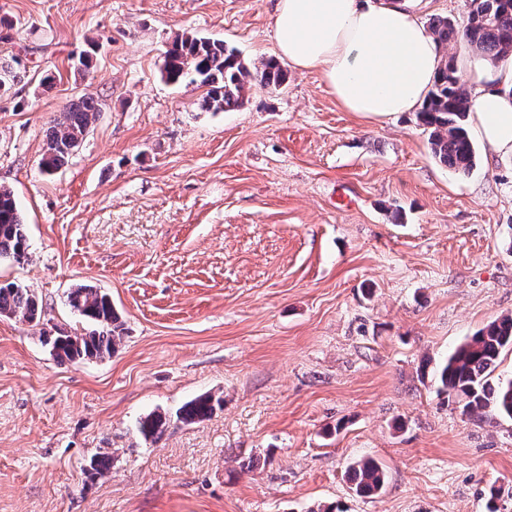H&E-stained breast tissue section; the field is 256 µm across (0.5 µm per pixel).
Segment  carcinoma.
Returning <instances> with one entry per match:
<instances>
[{"mask_svg":"<svg viewBox=\"0 0 512 512\" xmlns=\"http://www.w3.org/2000/svg\"><path fill=\"white\" fill-rule=\"evenodd\" d=\"M429 30L438 45L464 42L483 54L492 64L512 57V0H470L466 20L435 18ZM25 70L20 63H0V86L9 91ZM162 77L179 84L185 79L206 87L205 103L215 112L242 107L252 82L277 89L285 84L287 72L279 61L270 58L251 69L224 41L183 34L177 36L165 52ZM100 108L90 98L67 104L59 113L47 136L41 160L42 172L52 175L68 163ZM469 103L462 75L454 56L445 58L444 68L421 112L419 120L429 129L434 158L443 166L468 173L476 163V151L466 120ZM29 244L24 218L13 191L0 185V260L21 263L28 259ZM70 306L93 325L83 333L46 336L55 357L62 361L101 359L112 355L122 341L119 317L109 296L99 289L79 285L68 294ZM42 307L27 288L15 283L0 285V316L22 323L40 319ZM512 349V315L487 324L455 348L435 368L437 392L448 395L461 413L483 420L488 417L512 420V378L494 379L493 373L505 349ZM215 409L210 395L199 396L182 406L177 418L191 424L208 418ZM168 419L162 413L148 415L140 422L139 432L153 438L163 432ZM353 490L361 496H375L385 488L387 474L371 459L354 461L348 470Z\"/></svg>","mask_w":512,"mask_h":512,"instance_id":"cac0c4a2","label":"carcinoma"}]
</instances>
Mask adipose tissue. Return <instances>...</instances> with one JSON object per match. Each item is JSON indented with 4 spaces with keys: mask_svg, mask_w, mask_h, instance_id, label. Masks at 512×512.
<instances>
[{
    "mask_svg": "<svg viewBox=\"0 0 512 512\" xmlns=\"http://www.w3.org/2000/svg\"><path fill=\"white\" fill-rule=\"evenodd\" d=\"M273 38L289 66L322 75L339 105L370 122L422 107L442 55L429 30L398 0H277ZM474 134L512 157V62L459 59Z\"/></svg>",
    "mask_w": 512,
    "mask_h": 512,
    "instance_id": "adipose-tissue-1",
    "label": "adipose tissue"
}]
</instances>
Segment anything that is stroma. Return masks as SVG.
<instances>
[{
	"mask_svg": "<svg viewBox=\"0 0 512 512\" xmlns=\"http://www.w3.org/2000/svg\"><path fill=\"white\" fill-rule=\"evenodd\" d=\"M274 5L0 0V62L26 68L0 97V184L29 243L0 283L43 304L36 325L0 317V512H512V421L469 419L431 377L512 315V159L480 144L455 173L416 113L366 122L313 72L230 112L162 78L185 32L275 57ZM82 97L97 121L42 174ZM78 285L109 294L123 340L62 364L42 339L84 330ZM203 394L220 407L178 421ZM153 412L169 423L146 440ZM362 457L382 494L353 491ZM101 112L90 98L71 101L59 112L54 126L47 136L41 160L42 172L53 175L68 163L74 150L79 147L91 125ZM352 489L361 496H375L382 493L387 481L384 468L371 459L354 461L348 470Z\"/></svg>",
	"mask_w": 512,
	"mask_h": 512,
	"instance_id": "obj_1",
	"label": "stroma"
}]
</instances>
